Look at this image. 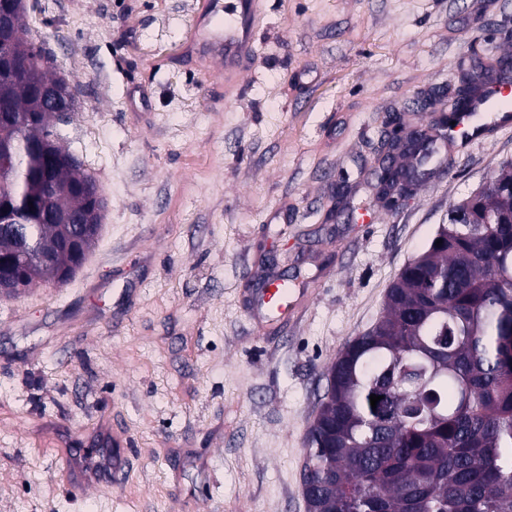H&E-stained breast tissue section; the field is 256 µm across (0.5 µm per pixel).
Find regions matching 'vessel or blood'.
Wrapping results in <instances>:
<instances>
[{
	"label": "vessel or blood",
	"mask_w": 512,
	"mask_h": 512,
	"mask_svg": "<svg viewBox=\"0 0 512 512\" xmlns=\"http://www.w3.org/2000/svg\"><path fill=\"white\" fill-rule=\"evenodd\" d=\"M264 0H205L201 13L190 24L185 48L195 62L218 64L224 76L225 89L238 88L250 71L258 54L256 31L265 21ZM512 102V80L503 78L481 89L469 107L458 110L448 138L468 145L481 138L478 118L487 112L508 117L507 105ZM289 291L274 282L260 299L261 306L275 320L287 318L291 305ZM71 468L78 474L76 490H83L97 479L115 483L124 476L123 450L108 448H75L70 453Z\"/></svg>",
	"instance_id": "b4317fda"
}]
</instances>
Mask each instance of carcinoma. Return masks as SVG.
I'll use <instances>...</instances> for the list:
<instances>
[{"mask_svg": "<svg viewBox=\"0 0 512 512\" xmlns=\"http://www.w3.org/2000/svg\"><path fill=\"white\" fill-rule=\"evenodd\" d=\"M42 58L30 41L0 70V140L16 146L0 204L25 197L53 214L0 231L15 294L70 267L77 227L65 219L88 208L71 185L94 180L54 139L48 92L71 86ZM510 184L512 162L482 188L484 216L512 212ZM325 377L308 512H512V224L438 225Z\"/></svg>", "mask_w": 512, "mask_h": 512, "instance_id": "1", "label": "carcinoma"}]
</instances>
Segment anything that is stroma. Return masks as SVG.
Wrapping results in <instances>:
<instances>
[{
	"label": "stroma",
	"instance_id": "1",
	"mask_svg": "<svg viewBox=\"0 0 512 512\" xmlns=\"http://www.w3.org/2000/svg\"><path fill=\"white\" fill-rule=\"evenodd\" d=\"M204 0H27L78 90L58 140L108 200L77 273L0 299V512H307L325 368L408 260L512 161V128L437 141L399 204L387 122L512 56V0H266L237 92L183 50ZM288 283L297 318L264 319ZM125 439L121 485L72 494L64 457Z\"/></svg>",
	"mask_w": 512,
	"mask_h": 512
}]
</instances>
